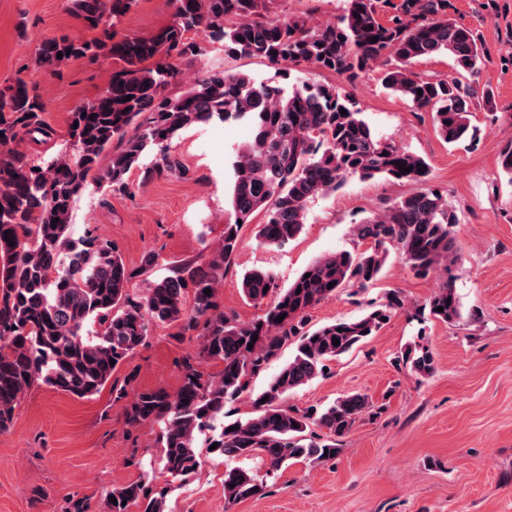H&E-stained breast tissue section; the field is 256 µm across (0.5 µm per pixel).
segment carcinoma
Masks as SVG:
<instances>
[{
  "label": "carcinoma",
  "instance_id": "carcinoma-1",
  "mask_svg": "<svg viewBox=\"0 0 512 512\" xmlns=\"http://www.w3.org/2000/svg\"><path fill=\"white\" fill-rule=\"evenodd\" d=\"M136 2L72 0L73 14L96 35L49 39L37 49L34 63L53 74L60 64L83 59L117 64L102 92L71 112L64 150L38 161L18 150L27 136L52 134L46 104L22 76L0 88V432L12 427L19 400L33 385L91 397L152 327L177 325L181 335L197 336V358L219 363L221 370L206 374L185 361L174 397L162 390L131 397L124 388L113 390L115 401H125L126 425H159L156 443L170 476L184 480L200 467L195 448L201 435L225 458L259 459L271 470L330 460L338 452L336 441L371 409L368 397L350 394L301 411L287 405L288 395L317 377L325 361L378 332L400 302L392 297L358 319L315 330L306 328V312L341 288L369 287L394 254L418 277L442 276L425 305L427 315L447 323L460 320L451 276L457 258L455 214L432 188L398 198L355 226L368 249L315 261L306 269L310 276L300 275L273 298V275L249 271L242 292L265 308L254 320L237 322L221 309L217 288L224 265L239 249L241 225L254 213H265L258 243L280 246L301 232L312 200L339 190L348 179L425 184L431 170L422 157L378 137L358 103L333 86L306 82L289 91L223 71L168 95L177 63L200 49L186 34L199 32L223 44L231 57L306 65L350 84L377 65L382 86L413 109L431 113L437 133L449 144L476 136L471 105L485 52L472 31L448 16V0H347L343 14L320 26L298 16L269 23L261 14L267 0H166L171 24L151 37L116 38L114 18ZM443 55L453 61L450 73L428 78L414 71L415 62ZM214 120L251 125V138L233 165L231 220L224 237L207 267L177 269L135 298L129 291L135 273L111 241L92 234L70 240L73 203L93 183L125 192L129 173L148 155L154 160L145 178L182 172L171 154L173 139ZM402 163L412 170L403 172ZM207 289L211 294H204ZM282 314L285 318L276 321ZM91 324L98 326L93 334L87 330ZM288 344L294 354L252 399L254 415L224 422L225 405L249 392L264 365ZM401 360L419 374L433 370L432 355L424 349L408 347ZM313 426L327 430L325 440H306ZM262 491L263 483L249 470L224 473L228 509ZM168 492L154 486L144 469L139 480L112 489L117 503H107V512H165Z\"/></svg>",
  "mask_w": 512,
  "mask_h": 512
}]
</instances>
